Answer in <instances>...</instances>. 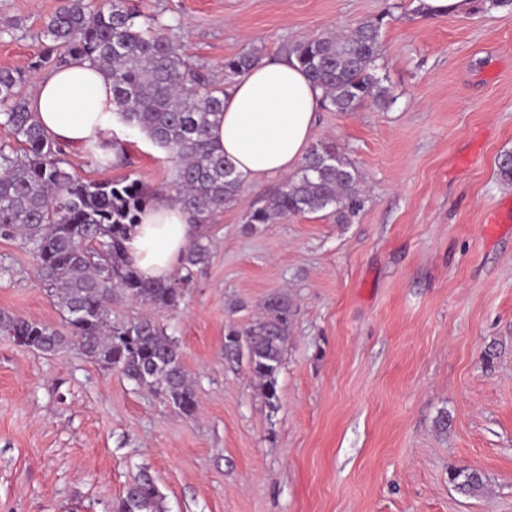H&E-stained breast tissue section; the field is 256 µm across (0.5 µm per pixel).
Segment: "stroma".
<instances>
[{
	"label": "stroma",
	"instance_id": "35a3bbf8",
	"mask_svg": "<svg viewBox=\"0 0 512 512\" xmlns=\"http://www.w3.org/2000/svg\"><path fill=\"white\" fill-rule=\"evenodd\" d=\"M170 28L224 86V60L262 57L382 17L385 109L319 110L361 172L349 224L322 211L245 217L282 177L247 182L204 233L208 264L165 319L199 412L175 413L78 352L46 356L0 335V512H112L148 469L165 512H512V8L461 16L420 0H130ZM61 0H0V69L32 95L44 29ZM125 156L64 158L83 179L125 177L173 192L164 152L112 128ZM288 293L293 315L268 405L246 363L224 359L229 324ZM0 311L62 328L36 261L0 237ZM493 360H485L486 351ZM447 430H439L440 416ZM483 473L456 490L453 469ZM450 481L459 492L469 496H480L485 489L484 475L471 468L455 470L450 475Z\"/></svg>",
	"mask_w": 512,
	"mask_h": 512
}]
</instances>
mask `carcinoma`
<instances>
[{"mask_svg": "<svg viewBox=\"0 0 512 512\" xmlns=\"http://www.w3.org/2000/svg\"><path fill=\"white\" fill-rule=\"evenodd\" d=\"M381 20H362L342 35H319L288 50L323 89L322 108L353 112L371 102L394 101L377 75ZM44 64L62 66L82 57L112 83V102L120 122L139 130L163 149L173 168L170 199L188 213L190 223L209 224L244 190V178L210 141V127L224 110V89L192 67L173 45L168 28L125 5V0H64L48 21ZM261 60L252 49L224 60V77L234 82ZM23 76L0 70V125L22 145L19 152L0 145V236L18 238L33 253L41 282L65 314L68 330L0 312V334L44 355L77 349L90 361L148 389L177 413L193 416L199 403L182 364L178 343L158 313L176 311L183 287L206 265L209 246L189 243L180 259L185 274L165 283L139 277L125 257L124 242L143 210L158 193L138 179L91 182L65 167L61 145L36 121L22 93ZM117 141L100 138L86 146L102 163ZM365 203L362 177L336 144L319 141L297 171L245 218L247 224L331 210L348 224ZM120 290L150 312L125 320L112 318L114 292ZM291 305L284 295L269 298L264 312L244 328L228 326L224 358L247 359L266 401H278L276 375L288 343ZM450 481L461 493L480 496L484 475L459 468ZM113 512H164L162 496L146 472L126 488Z\"/></svg>", "mask_w": 512, "mask_h": 512, "instance_id": "1", "label": "carcinoma"}]
</instances>
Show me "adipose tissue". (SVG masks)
<instances>
[{"label":"adipose tissue","instance_id":"1","mask_svg":"<svg viewBox=\"0 0 512 512\" xmlns=\"http://www.w3.org/2000/svg\"><path fill=\"white\" fill-rule=\"evenodd\" d=\"M321 97L295 59L264 60L225 88L211 139L246 178L289 173L313 137ZM30 108L46 133L67 146L97 140L118 123L110 81L79 57L39 77ZM200 234L178 203L162 201L141 215L126 253L143 279L164 282Z\"/></svg>","mask_w":512,"mask_h":512}]
</instances>
